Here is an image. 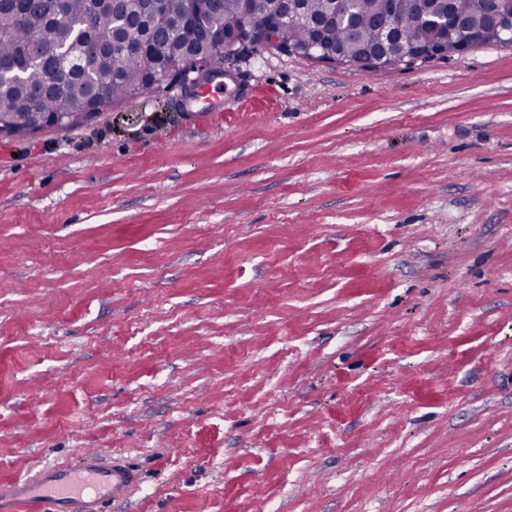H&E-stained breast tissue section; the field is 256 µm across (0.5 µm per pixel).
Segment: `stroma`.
<instances>
[{
	"instance_id": "obj_1",
	"label": "stroma",
	"mask_w": 512,
	"mask_h": 512,
	"mask_svg": "<svg viewBox=\"0 0 512 512\" xmlns=\"http://www.w3.org/2000/svg\"><path fill=\"white\" fill-rule=\"evenodd\" d=\"M232 68L0 137V482L94 448L107 512H512V48Z\"/></svg>"
}]
</instances>
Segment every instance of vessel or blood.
I'll return each instance as SVG.
<instances>
[{"label": "vessel or blood", "mask_w": 512, "mask_h": 512, "mask_svg": "<svg viewBox=\"0 0 512 512\" xmlns=\"http://www.w3.org/2000/svg\"><path fill=\"white\" fill-rule=\"evenodd\" d=\"M134 479L132 470L102 465L97 454L87 453L80 467H46L31 478L0 483V495H8L10 512H66L73 505L102 512V504Z\"/></svg>", "instance_id": "1"}]
</instances>
